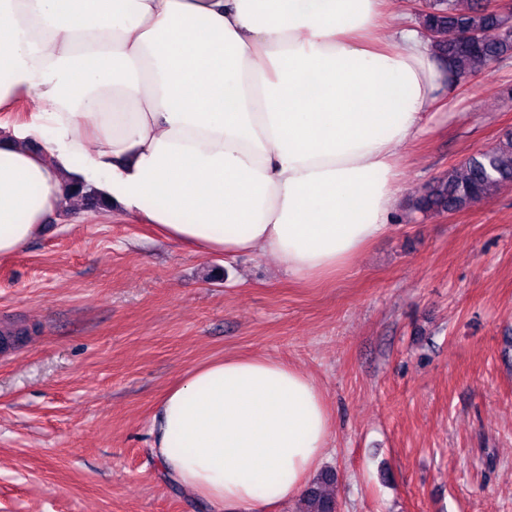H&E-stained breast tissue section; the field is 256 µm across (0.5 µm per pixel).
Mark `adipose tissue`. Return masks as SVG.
Segmentation results:
<instances>
[{"label":"adipose tissue","mask_w":512,"mask_h":512,"mask_svg":"<svg viewBox=\"0 0 512 512\" xmlns=\"http://www.w3.org/2000/svg\"><path fill=\"white\" fill-rule=\"evenodd\" d=\"M446 73L390 0H0V257L85 206L197 254L261 252L299 280L389 228L398 157ZM332 431L308 375L213 359L152 416L163 477L215 512H284Z\"/></svg>","instance_id":"adipose-tissue-1"}]
</instances>
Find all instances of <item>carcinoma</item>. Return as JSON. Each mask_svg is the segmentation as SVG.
I'll return each instance as SVG.
<instances>
[{
  "label": "carcinoma",
  "mask_w": 512,
  "mask_h": 512,
  "mask_svg": "<svg viewBox=\"0 0 512 512\" xmlns=\"http://www.w3.org/2000/svg\"><path fill=\"white\" fill-rule=\"evenodd\" d=\"M422 27L437 34L434 53L464 80L492 63L512 57V18L494 11L484 0H426L420 13ZM479 33V40L469 37ZM512 183V132L498 144L480 150L425 186L413 200L424 213H453L469 208ZM336 482L326 472L309 486L300 512H337L338 503L326 487Z\"/></svg>",
  "instance_id": "1"
}]
</instances>
